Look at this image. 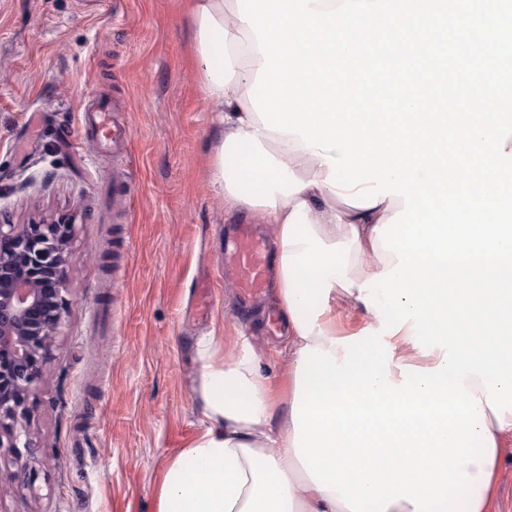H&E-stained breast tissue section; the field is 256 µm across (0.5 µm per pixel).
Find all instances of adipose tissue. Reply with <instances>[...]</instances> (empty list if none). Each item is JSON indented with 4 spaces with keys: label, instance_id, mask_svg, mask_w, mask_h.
<instances>
[{
    "label": "adipose tissue",
    "instance_id": "1",
    "mask_svg": "<svg viewBox=\"0 0 512 512\" xmlns=\"http://www.w3.org/2000/svg\"><path fill=\"white\" fill-rule=\"evenodd\" d=\"M184 8L201 85L219 114L213 183L227 205L274 227L275 288L288 325L293 390L304 347L344 359L328 304L357 302L363 283L396 265L376 230L403 210L404 200L391 195L368 208L346 205L326 181L324 158L302 148L298 135L265 129L253 109L248 92L264 59L237 0H184ZM195 353L207 426L167 464L158 512H348L337 493L318 490L299 462L293 423H277L281 403L251 346L228 353L217 337L204 336ZM485 424L494 450L484 464L468 467L477 479L472 512H495L497 448L512 434V412L500 419L486 413Z\"/></svg>",
    "mask_w": 512,
    "mask_h": 512
}]
</instances>
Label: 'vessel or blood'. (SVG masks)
Listing matches in <instances>:
<instances>
[{
  "mask_svg": "<svg viewBox=\"0 0 512 512\" xmlns=\"http://www.w3.org/2000/svg\"><path fill=\"white\" fill-rule=\"evenodd\" d=\"M273 264L266 239L252 225H237L224 248V275L233 281L241 309L259 302Z\"/></svg>",
  "mask_w": 512,
  "mask_h": 512,
  "instance_id": "b4317fda",
  "label": "vessel or blood"
}]
</instances>
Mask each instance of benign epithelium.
I'll return each mask as SVG.
<instances>
[{"mask_svg":"<svg viewBox=\"0 0 512 512\" xmlns=\"http://www.w3.org/2000/svg\"><path fill=\"white\" fill-rule=\"evenodd\" d=\"M74 232L66 222L0 224V449L16 466L0 469V487L34 476L29 397L69 313Z\"/></svg>","mask_w":512,"mask_h":512,"instance_id":"benign-epithelium-1","label":"benign epithelium"}]
</instances>
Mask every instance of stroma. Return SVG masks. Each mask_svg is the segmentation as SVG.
<instances>
[{"label": "stroma", "mask_w": 512, "mask_h": 512, "mask_svg": "<svg viewBox=\"0 0 512 512\" xmlns=\"http://www.w3.org/2000/svg\"><path fill=\"white\" fill-rule=\"evenodd\" d=\"M112 105L125 149L86 115ZM214 114L180 0H0V224L65 219L72 302L30 396L36 480L0 512H157L169 460L204 429L195 343L248 339L288 394V335H244L221 278L228 210Z\"/></svg>", "instance_id": "1"}]
</instances>
